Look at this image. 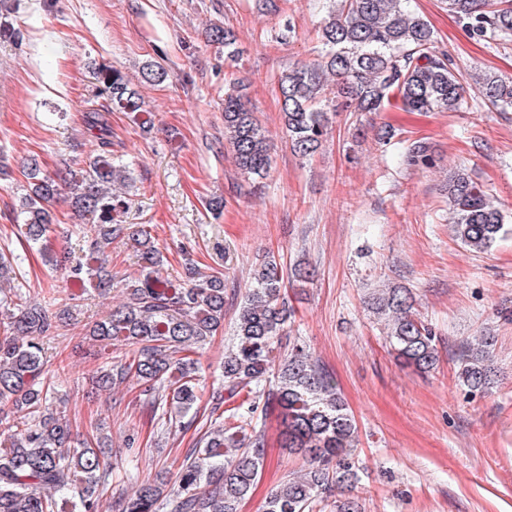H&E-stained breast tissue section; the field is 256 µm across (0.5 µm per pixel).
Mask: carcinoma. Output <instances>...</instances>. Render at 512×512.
<instances>
[{
	"mask_svg": "<svg viewBox=\"0 0 512 512\" xmlns=\"http://www.w3.org/2000/svg\"><path fill=\"white\" fill-rule=\"evenodd\" d=\"M410 0H333L321 28V58L289 67L278 78L283 130L302 158L315 154L328 134L330 112H382L405 108L418 112H456L464 103L463 86L448 52L436 45L430 25L408 6ZM448 11L472 37L512 46V0H446ZM209 42L239 56L234 33L210 29ZM108 104L90 108L84 125L97 154L64 178L41 171L37 159L27 165L20 234L34 244L55 223L50 204L62 193L77 220L89 225L81 257L68 261V276L100 295L112 288V267L105 244L123 236L139 256L138 275L123 301L94 322L88 336L104 346H133L126 362H106L96 376L101 391L134 377L142 395L162 410L163 425L197 412L201 398L192 355L224 327L225 288L219 275L185 278L160 274L163 255L145 224H124L130 171L112 152V109L141 115L150 122L143 96L128 76L101 68ZM150 84L168 79L153 64L143 71ZM487 107L512 108V80L485 73L477 78ZM224 143L238 168L252 180L268 173L273 143L250 107L246 84L231 81L224 92ZM410 165L425 166L428 148L414 143ZM454 233L470 250L487 251L508 233L505 218L488 193L465 169L446 187ZM285 275L267 262L245 292L233 343L224 354V385L209 399L212 429L202 445L190 448L174 482H143L118 501V512H241L264 463L265 440L259 420L278 411L280 446L305 462L267 497L264 512H316L324 495L345 491L358 478L352 462L358 429L334 379L301 345L275 365L279 337L291 309L282 296ZM372 312L387 322L395 360L425 373L439 360L436 335L414 308L409 291L391 288L371 299ZM64 313L0 289V512H100V498L112 468L104 460L107 437L96 446L76 438L57 411L55 388L45 381V341L63 326ZM494 337L478 336L459 357L458 380L472 392L493 383L489 351Z\"/></svg>",
	"mask_w": 512,
	"mask_h": 512,
	"instance_id": "1",
	"label": "carcinoma"
}]
</instances>
